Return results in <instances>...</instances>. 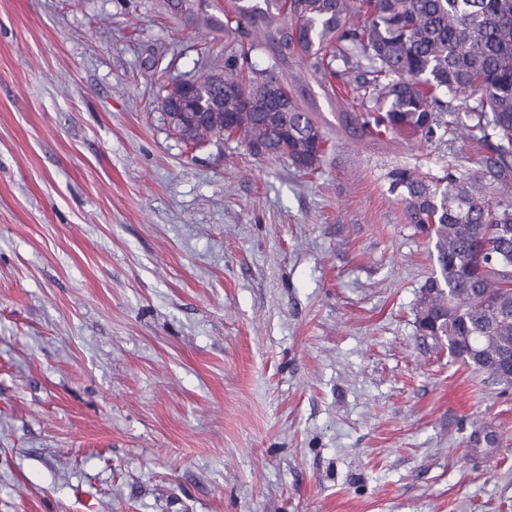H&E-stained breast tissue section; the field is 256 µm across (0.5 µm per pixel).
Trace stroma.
I'll return each instance as SVG.
<instances>
[{
	"instance_id": "obj_1",
	"label": "stroma",
	"mask_w": 512,
	"mask_h": 512,
	"mask_svg": "<svg viewBox=\"0 0 512 512\" xmlns=\"http://www.w3.org/2000/svg\"><path fill=\"white\" fill-rule=\"evenodd\" d=\"M224 68V0H0V512H512V387L416 324L432 246L389 172L459 131L329 139L295 172L160 102Z\"/></svg>"
}]
</instances>
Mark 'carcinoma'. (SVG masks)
Instances as JSON below:
<instances>
[{
  "label": "carcinoma",
  "instance_id": "1",
  "mask_svg": "<svg viewBox=\"0 0 512 512\" xmlns=\"http://www.w3.org/2000/svg\"><path fill=\"white\" fill-rule=\"evenodd\" d=\"M224 36V72L193 80L212 121L169 124L183 142L234 140L317 170L328 139L289 87L284 68L297 61L353 94L346 121L363 138L432 143L457 126L488 149L474 169L390 179L433 245L422 332L511 387L495 366L512 361V0H224ZM266 48L264 64L251 60Z\"/></svg>",
  "mask_w": 512,
  "mask_h": 512
}]
</instances>
